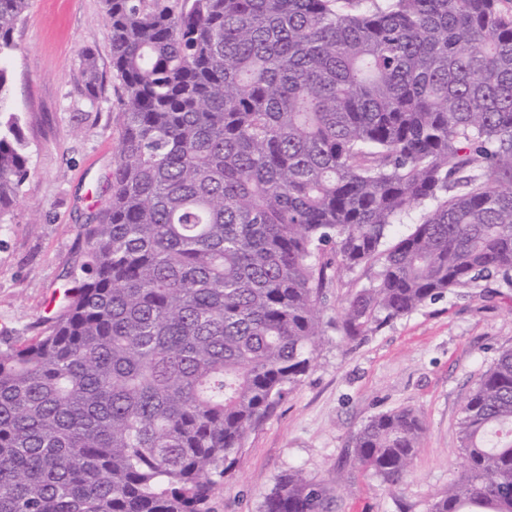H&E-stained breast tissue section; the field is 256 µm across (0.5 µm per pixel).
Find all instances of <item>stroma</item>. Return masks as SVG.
<instances>
[{
    "label": "stroma",
    "mask_w": 512,
    "mask_h": 512,
    "mask_svg": "<svg viewBox=\"0 0 512 512\" xmlns=\"http://www.w3.org/2000/svg\"><path fill=\"white\" fill-rule=\"evenodd\" d=\"M8 57L10 102L27 144L29 176L0 216V345L35 335L81 260V232L111 199L120 147L121 86L103 0H29ZM97 66V98L83 59ZM512 346V284L460 288L365 340L331 336L312 368L252 433L216 487L211 512H261L277 478L303 469L327 487L332 512H429L461 470L465 395ZM418 411L426 432L409 474L389 486L351 464L372 416Z\"/></svg>",
    "instance_id": "35a3bbf8"
}]
</instances>
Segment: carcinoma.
<instances>
[{"label": "carcinoma", "mask_w": 512, "mask_h": 512, "mask_svg": "<svg viewBox=\"0 0 512 512\" xmlns=\"http://www.w3.org/2000/svg\"><path fill=\"white\" fill-rule=\"evenodd\" d=\"M122 130L81 276L0 347V512H209L328 331L512 281V0H104ZM0 0V214L28 173ZM412 230L389 242L396 224ZM377 266L327 318L326 288ZM419 413L353 465L410 471ZM430 512H512V347L465 396ZM296 468L262 512H329Z\"/></svg>", "instance_id": "cac0c4a2"}]
</instances>
